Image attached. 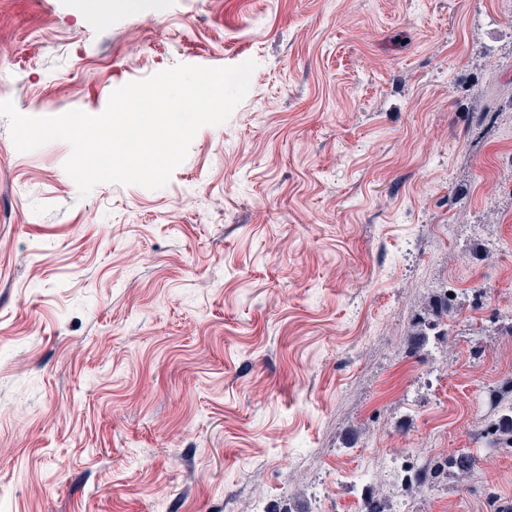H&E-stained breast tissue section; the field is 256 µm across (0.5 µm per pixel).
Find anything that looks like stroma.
<instances>
[{
    "label": "stroma",
    "instance_id": "35a3bbf8",
    "mask_svg": "<svg viewBox=\"0 0 512 512\" xmlns=\"http://www.w3.org/2000/svg\"><path fill=\"white\" fill-rule=\"evenodd\" d=\"M249 59L159 190L79 197L70 145L0 117V512H359L332 475L419 443L476 462L408 512L512 502L480 436L512 378V0H0L27 116ZM448 309V296L439 294L431 305V312L434 319L425 320L422 318V320L416 322L414 326L415 330L411 336H413L417 345H422L426 337L429 336V332L436 328V324L433 323L434 321H439L443 316L448 318Z\"/></svg>",
    "mask_w": 512,
    "mask_h": 512
}]
</instances>
